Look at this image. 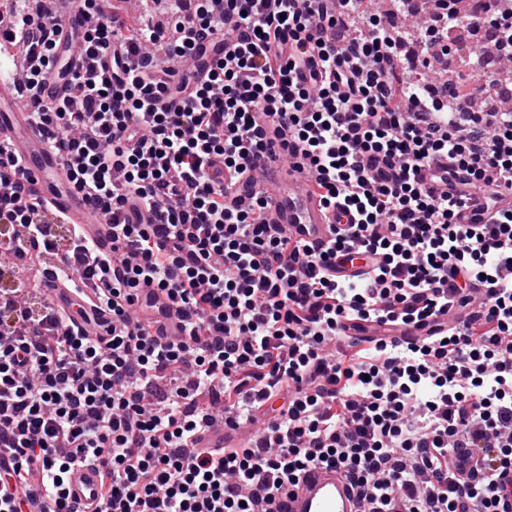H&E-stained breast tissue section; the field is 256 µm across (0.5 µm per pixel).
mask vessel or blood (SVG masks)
<instances>
[{"mask_svg":"<svg viewBox=\"0 0 512 512\" xmlns=\"http://www.w3.org/2000/svg\"><path fill=\"white\" fill-rule=\"evenodd\" d=\"M58 26L61 35L57 56L62 66L46 72L35 94L23 90L10 45H0V147L21 160L26 178L35 183L56 223L77 225L88 239L105 243L110 239L105 217L82 193L71 188L64 161L49 149L31 119L33 99H40L43 107H52L68 91L67 66L79 67L84 62L82 38L88 22L75 0L59 15ZM251 175L254 189L264 191L268 197V222L286 228L292 240L321 244L350 221L347 215L325 209L312 188L307 187L306 176L299 172L296 163L284 166L276 158L265 157L256 162ZM45 286L47 299L54 308H67L75 303L76 298L57 267L47 269ZM68 491L83 512H96L100 492L98 469L92 465L74 467ZM264 510L359 512L360 504L357 490L343 470L317 467L303 472L295 486L275 493Z\"/></svg>","mask_w":512,"mask_h":512,"instance_id":"b4317fda","label":"vessel or blood"}]
</instances>
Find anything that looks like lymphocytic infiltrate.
Listing matches in <instances>:
<instances>
[{
	"instance_id": "f902f5d3",
	"label": "lymphocytic infiltrate",
	"mask_w": 512,
	"mask_h": 512,
	"mask_svg": "<svg viewBox=\"0 0 512 512\" xmlns=\"http://www.w3.org/2000/svg\"><path fill=\"white\" fill-rule=\"evenodd\" d=\"M81 2L91 64L34 119L112 247L73 232L58 250L1 149L0 243L58 262L112 325L96 340L0 290V512H81L66 486L78 464L101 471L99 512H256L321 465L346 471L367 512H498L494 472L512 467V84L485 67L473 92L435 86L363 0H197L189 16L167 0L170 28L120 40L97 0ZM432 3L425 58L463 26L475 56L512 61V0L477 14ZM56 34L44 0H13L0 38L28 83L52 68ZM217 36L224 58L202 76L172 80L151 51L188 59ZM262 112L291 128L325 207L354 216L328 243L279 233L262 193L229 207L210 176L212 158L239 178L270 152ZM451 175L454 196L440 188ZM471 190L488 223L457 222ZM135 199L153 223H134ZM352 250L368 269L337 278ZM155 290L182 307L184 335L138 318ZM378 324L426 334L406 343ZM217 419L262 423L261 446L195 448Z\"/></svg>"
}]
</instances>
